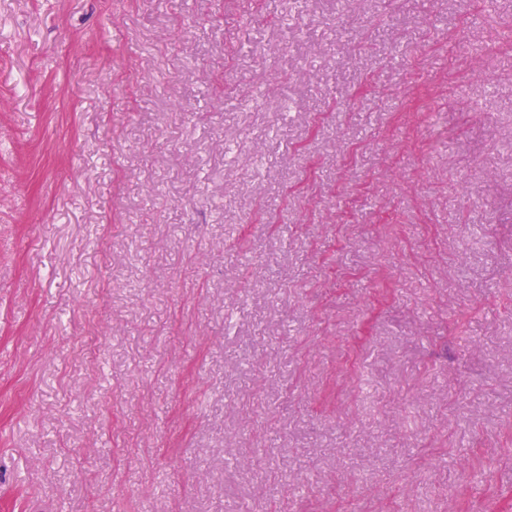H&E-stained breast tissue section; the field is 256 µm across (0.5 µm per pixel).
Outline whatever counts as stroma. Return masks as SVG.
<instances>
[{"label": "stroma", "instance_id": "35a3bbf8", "mask_svg": "<svg viewBox=\"0 0 512 512\" xmlns=\"http://www.w3.org/2000/svg\"><path fill=\"white\" fill-rule=\"evenodd\" d=\"M0 512H512V0H0Z\"/></svg>", "mask_w": 512, "mask_h": 512}]
</instances>
